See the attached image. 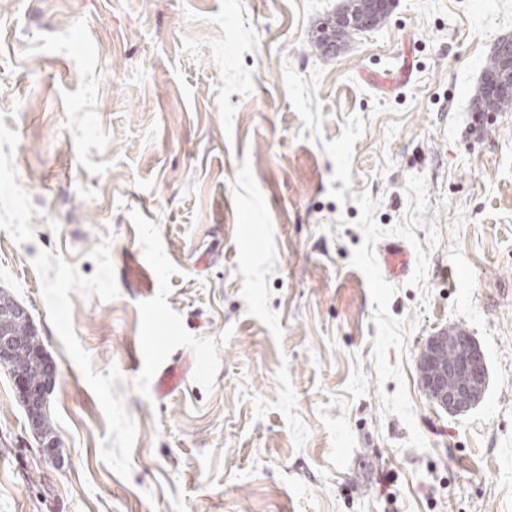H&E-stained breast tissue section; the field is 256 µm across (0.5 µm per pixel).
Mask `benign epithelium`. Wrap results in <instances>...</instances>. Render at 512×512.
<instances>
[{
	"label": "benign epithelium",
	"mask_w": 512,
	"mask_h": 512,
	"mask_svg": "<svg viewBox=\"0 0 512 512\" xmlns=\"http://www.w3.org/2000/svg\"><path fill=\"white\" fill-rule=\"evenodd\" d=\"M460 343L445 333L431 337L422 351L418 371L425 396L442 410L462 415L482 399L488 381L485 357L472 339L460 357L449 356L448 348ZM28 348L27 337L8 330L0 332V364L8 368L17 387V397L26 411L33 430H39V421L46 411L48 391L55 372L46 376L40 387L27 383L23 364L19 362Z\"/></svg>",
	"instance_id": "7a95c632"
}]
</instances>
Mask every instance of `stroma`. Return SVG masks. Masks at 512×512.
<instances>
[{"mask_svg":"<svg viewBox=\"0 0 512 512\" xmlns=\"http://www.w3.org/2000/svg\"><path fill=\"white\" fill-rule=\"evenodd\" d=\"M342 3L0 0V290L56 371L47 449L0 366V512H512V110L474 100L512 0L320 53ZM457 326L453 416L418 360ZM381 258L386 278L393 280L403 275L410 263L408 251L397 243L385 244L381 249ZM465 343L445 333L432 336L422 351L418 371L425 396L452 415H462L482 399L488 381L485 357L471 338L463 356H448L451 344Z\"/></svg>","mask_w":512,"mask_h":512,"instance_id":"1","label":"stroma"}]
</instances>
